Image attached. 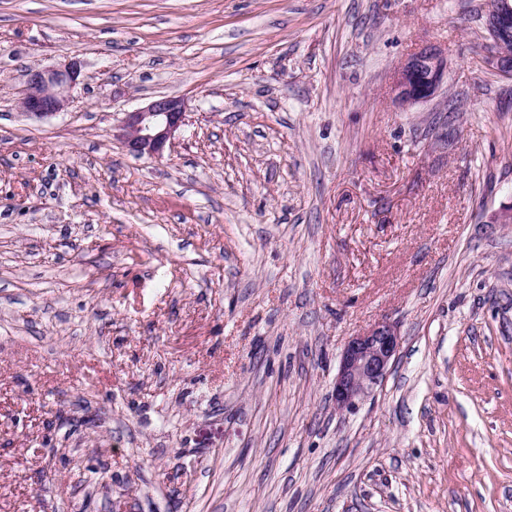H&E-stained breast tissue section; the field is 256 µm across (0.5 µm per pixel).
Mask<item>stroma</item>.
I'll return each mask as SVG.
<instances>
[{"instance_id":"obj_1","label":"stroma","mask_w":512,"mask_h":512,"mask_svg":"<svg viewBox=\"0 0 512 512\" xmlns=\"http://www.w3.org/2000/svg\"><path fill=\"white\" fill-rule=\"evenodd\" d=\"M483 0H0V512H512V80ZM438 47L428 101L395 70ZM81 64L23 114L32 68ZM185 104L163 157L112 135ZM396 326L356 409L348 341ZM446 71L447 62L438 48H421L409 56L396 72L392 85L395 99L402 106H411L431 97L442 83ZM80 66L76 61L59 69H31L21 107L27 115L45 119L64 110L72 90L79 84ZM401 338L394 325L381 322L353 337L344 348L334 383L338 410H349L369 397L391 371Z\"/></svg>"}]
</instances>
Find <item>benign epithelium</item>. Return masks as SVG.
<instances>
[{
	"label": "benign epithelium",
	"mask_w": 512,
	"mask_h": 512,
	"mask_svg": "<svg viewBox=\"0 0 512 512\" xmlns=\"http://www.w3.org/2000/svg\"><path fill=\"white\" fill-rule=\"evenodd\" d=\"M485 27L494 50L486 66L512 78V5L509 0H485ZM447 62L442 52L426 46L409 56L395 74L392 92L403 106L431 97L443 81ZM80 66L71 62L59 69H31L21 99L25 113L37 119L64 110L79 84ZM185 121L184 104L176 97H159L124 113L116 137L136 156L159 157ZM401 338L394 325L381 322L353 337L344 348L334 383L336 408L353 409L369 397L391 371L399 354Z\"/></svg>",
	"instance_id": "benign-epithelium-1"
}]
</instances>
